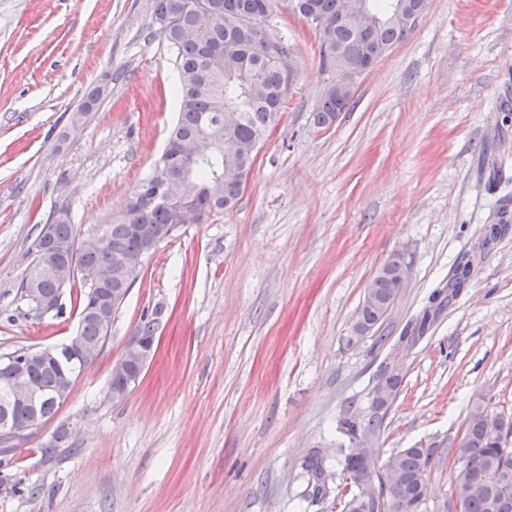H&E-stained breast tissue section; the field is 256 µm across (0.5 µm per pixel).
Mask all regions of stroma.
I'll use <instances>...</instances> for the list:
<instances>
[{
  "label": "stroma",
  "mask_w": 512,
  "mask_h": 512,
  "mask_svg": "<svg viewBox=\"0 0 512 512\" xmlns=\"http://www.w3.org/2000/svg\"><path fill=\"white\" fill-rule=\"evenodd\" d=\"M265 27L287 42L292 81L238 205L146 258L104 352L0 455V479L20 486L0 512H342L337 424L363 412L393 353L403 382L374 448L431 450L424 512L452 500L449 450L473 404L512 419V0H430L325 129L312 114L332 67L317 35L288 0ZM100 82L108 96L71 127ZM177 82L151 0H0V356L75 336L76 292L62 317L38 318L18 290L32 243L58 208L82 234L123 214L163 152ZM397 254L407 287L348 347L367 285ZM468 260L469 281L450 288ZM444 287L423 337L397 350ZM150 315L153 359L107 400L113 361Z\"/></svg>",
  "instance_id": "1"
}]
</instances>
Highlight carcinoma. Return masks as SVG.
<instances>
[{
	"label": "carcinoma",
	"instance_id": "obj_1",
	"mask_svg": "<svg viewBox=\"0 0 512 512\" xmlns=\"http://www.w3.org/2000/svg\"><path fill=\"white\" fill-rule=\"evenodd\" d=\"M194 2L153 0L152 15L162 21L159 33L174 55L180 75L177 91L180 111L169 140L205 134V126L216 122L226 109L239 113L237 127L220 134L223 147L209 158L194 163L190 181L181 188L184 204L195 212V223L203 224L210 217L233 209L242 197L244 188L233 182L224 183L221 198L212 197L207 187L224 174L226 164L251 170L257 145L278 120L288 96V69L269 58L267 49L269 44H274L278 56L284 59L288 58L290 49L288 43L271 37L262 26L269 14L271 0H206L217 14V26L210 32L201 30ZM296 2L307 4L297 14L316 32L322 58L333 65L340 58L350 61L365 48L376 52L379 59L412 32L406 19L393 20L389 16L393 0L373 8L383 21L364 31H355L337 22L343 0ZM107 95V86L94 87L77 109V115L70 116L71 126L86 122ZM348 105L349 102L340 101L330 87H325L313 113L315 126H331L336 121V113L345 111ZM164 166L165 158L162 157L153 174L136 187L134 194L140 199H132L120 219L100 225L91 235L90 247H77V266L102 270L101 278L95 282L79 278L68 284L70 288H81L79 335L89 345L99 344L104 349L108 344L109 335L99 314V300L112 299V292L118 289H131L120 273V257L139 255L144 241L131 232L130 225L143 224L161 231L170 224L182 223L179 204L155 197ZM77 236V228L71 224L66 209H56L49 214L33 242V258L20 283L22 298L31 308L39 309L37 296L59 293V285L50 272L57 258V245L74 243ZM403 266L404 258L397 255L385 263L369 283L366 294L371 299L363 300L358 310V316L369 329L384 322L399 293L394 273ZM32 287L38 289V294L29 292ZM82 369L83 363L74 357H63L47 364L33 361L27 365V379L43 390L39 408V417L43 421L52 418L67 399L63 393V378L67 376L72 381ZM402 381L401 374L381 369L370 394L382 392L395 399ZM5 413L9 415V425L15 429L32 426V411L14 404L5 412L0 395V419ZM384 419L383 414H371L366 418L353 414L340 421L341 432L352 443L359 432L376 434ZM339 452L341 471L356 474L357 483L344 485L350 499L362 495L360 483L375 482L379 493L368 512H421L427 501L429 450L413 446L393 454L400 473L396 483L384 476L383 465L367 466L356 459L352 448L341 447ZM455 453L466 459V467L465 475L459 479L463 499L451 512H512V460L508 467H501V449L497 439L489 434V415L482 405L471 408Z\"/></svg>",
	"mask_w": 512,
	"mask_h": 512
}]
</instances>
